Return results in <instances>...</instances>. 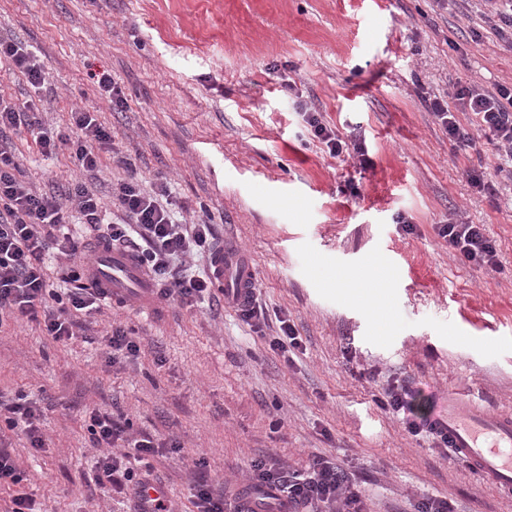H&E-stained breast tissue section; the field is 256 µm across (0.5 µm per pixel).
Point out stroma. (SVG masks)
I'll list each match as a JSON object with an SVG mask.
<instances>
[{
	"label": "stroma",
	"instance_id": "stroma-1",
	"mask_svg": "<svg viewBox=\"0 0 512 512\" xmlns=\"http://www.w3.org/2000/svg\"><path fill=\"white\" fill-rule=\"evenodd\" d=\"M0 39L46 64L42 119L66 132L83 107L112 134L83 176L69 150L47 159L30 136L5 132L25 179L42 192L82 179L107 202L128 176L121 158L143 189L167 175L179 203L212 215L217 241L245 251L266 310L253 324L229 306L108 308L66 342L1 321L0 399L21 393L38 407L44 447L0 431L24 477L0 488V512L18 491L37 512H137L134 496L94 481L88 408L180 444L151 475L174 512H195L193 470L219 488L251 460L303 470L316 455L348 470L365 512H417L430 498L512 512V497L380 406L407 383L420 415L451 391L512 409V177L486 137L454 150L424 104L512 83V44L491 34L477 0H0ZM102 71L123 111L100 96ZM299 100L342 138H362L372 167L325 153ZM470 168L494 194L469 185ZM456 217L484 225L500 268L448 248L435 227ZM371 268L384 274L374 286ZM283 316L302 340L287 358L267 342ZM116 326L140 353L111 365ZM95 77L97 78L96 85L100 95L109 102L112 106V110L116 107H122L125 102L123 92L118 84L114 82L112 77L107 73H102L100 75L94 74L93 78Z\"/></svg>",
	"mask_w": 512,
	"mask_h": 512
}]
</instances>
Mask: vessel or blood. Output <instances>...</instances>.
I'll list each match as a JSON object with an SVG mask.
<instances>
[{
    "label": "vessel or blood",
    "mask_w": 512,
    "mask_h": 512,
    "mask_svg": "<svg viewBox=\"0 0 512 512\" xmlns=\"http://www.w3.org/2000/svg\"><path fill=\"white\" fill-rule=\"evenodd\" d=\"M86 275L111 308L132 303L148 307L161 296L160 288L132 253L103 243L95 247ZM211 276L217 291L236 296L238 302H245L254 292V274L240 249L217 248ZM426 425L457 458L496 487L512 491V414L495 415L449 396Z\"/></svg>",
    "instance_id": "1"
}]
</instances>
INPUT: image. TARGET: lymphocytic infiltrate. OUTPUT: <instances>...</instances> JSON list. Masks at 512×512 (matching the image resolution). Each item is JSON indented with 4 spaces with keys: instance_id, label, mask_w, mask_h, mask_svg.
<instances>
[{
    "instance_id": "1",
    "label": "lymphocytic infiltrate",
    "mask_w": 512,
    "mask_h": 512,
    "mask_svg": "<svg viewBox=\"0 0 512 512\" xmlns=\"http://www.w3.org/2000/svg\"><path fill=\"white\" fill-rule=\"evenodd\" d=\"M0 59L10 62L33 89H42L49 81L44 62L17 42L0 39ZM426 108L447 132L453 147H475L477 134H484L496 148L499 171L512 173V85L460 86L451 98L428 100ZM38 112L29 100L0 105V132L26 131L47 157L68 148L76 166L86 173L97 168L99 151L112 147L111 132L97 122L93 112H72L73 131L69 134L46 127ZM462 112L473 115L472 126L460 123ZM302 117L312 138L331 157L351 153L362 166L371 165L364 145L341 139L321 113L306 108ZM16 169L11 152L0 144V316L43 324L49 336L65 341L83 331V317L101 312L103 302L88 284L81 282L60 292L51 288L46 277L48 252L69 261L78 254L79 246L66 230L75 212L80 213L95 242L133 246L146 271L164 285L166 298L191 308L204 301H218L207 272L196 270L189 262L194 255L212 251L214 226L201 217L188 223L176 220L173 209L163 204L171 196L165 176H158L153 192L147 193L139 186L136 170H129L127 179L113 192L124 218L112 224L104 219L101 197L86 184L76 183L60 193H41L19 178ZM436 231L461 259L497 267V248L483 225L456 218L437 225ZM127 428V423L115 419L111 412L95 408L89 413L88 430L94 446L102 450L97 481L140 493L148 482L138 477L135 463H147L167 448L179 451L180 445L174 441L166 447L147 435L132 437ZM247 478L250 489L275 492L277 512H364L348 471L319 457L301 471L270 459H254ZM242 495V490L233 487L214 488L201 476L193 483L197 512H235Z\"/></svg>"
}]
</instances>
